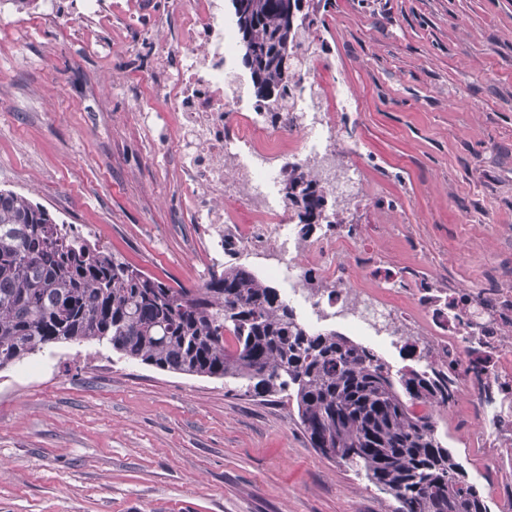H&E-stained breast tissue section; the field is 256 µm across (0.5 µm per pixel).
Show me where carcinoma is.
I'll return each mask as SVG.
<instances>
[{"instance_id": "cac0c4a2", "label": "carcinoma", "mask_w": 512, "mask_h": 512, "mask_svg": "<svg viewBox=\"0 0 512 512\" xmlns=\"http://www.w3.org/2000/svg\"><path fill=\"white\" fill-rule=\"evenodd\" d=\"M242 63L271 122L290 99L320 0H230ZM298 223L327 218L328 193L305 167L288 170ZM63 342H106L159 369L288 387L312 447L356 467L399 512H490L436 430L433 411L458 393L448 377L394 374L374 349L310 332L278 290L226 265L198 288H174L61 224L41 204L0 189V369ZM430 408L417 413L414 407Z\"/></svg>"}]
</instances>
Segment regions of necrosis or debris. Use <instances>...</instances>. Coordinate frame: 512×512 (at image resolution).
Returning a JSON list of instances; mask_svg holds the SVG:
<instances>
[{
    "label": "necrosis or debris",
    "mask_w": 512,
    "mask_h": 512,
    "mask_svg": "<svg viewBox=\"0 0 512 512\" xmlns=\"http://www.w3.org/2000/svg\"><path fill=\"white\" fill-rule=\"evenodd\" d=\"M235 29L224 20L222 0H197L190 16L178 24L172 50L179 61L176 78L166 68L152 76L155 95L168 100L177 120L168 134L183 157V180L190 191L189 207L203 234L223 242L231 205L245 207L255 229L237 246L267 244L275 254L268 272L288 286V297L316 316L339 317L367 340H375L378 324L393 316L395 306L381 301L377 290H395L390 281L378 289L358 288L344 258L347 242L324 237L301 238L291 229L293 216L279 185L289 167H314L333 199L343 202L361 191L357 170L336 166L339 139L328 113L322 112L311 61L295 75L291 100L281 118L265 124L259 103L250 101L233 76ZM318 261L333 287L313 294L305 287L309 261ZM512 305V290L488 288L474 299L472 321H454L441 337L443 360L457 373L473 346L483 345L484 377L495 396L480 429L486 435L506 433L498 420L503 405L512 403V379L496 368L494 353L505 325L500 308Z\"/></svg>",
    "instance_id": "4bbe7bcc"
}]
</instances>
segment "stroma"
Listing matches in <instances>:
<instances>
[{
	"instance_id": "stroma-1",
	"label": "stroma",
	"mask_w": 512,
	"mask_h": 512,
	"mask_svg": "<svg viewBox=\"0 0 512 512\" xmlns=\"http://www.w3.org/2000/svg\"><path fill=\"white\" fill-rule=\"evenodd\" d=\"M0 26V189L92 231L169 284L213 266L187 210L174 121L151 67L177 0H111L81 33V0ZM310 53L325 111L354 151L358 282L394 277L399 311L442 290L512 289V0H322ZM345 87L357 109L335 108ZM472 389L436 416L466 479L503 512L512 467L475 448ZM364 474L312 448L287 392L161 370L98 343H60L0 370V512H397Z\"/></svg>"
}]
</instances>
